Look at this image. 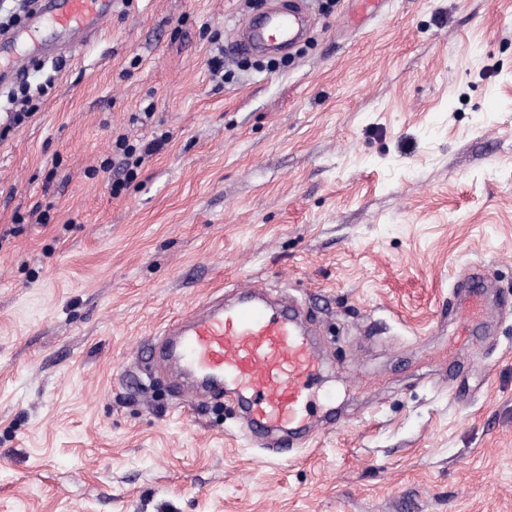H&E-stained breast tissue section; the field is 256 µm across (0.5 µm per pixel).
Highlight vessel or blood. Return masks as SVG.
I'll return each instance as SVG.
<instances>
[{
    "label": "vessel or blood",
    "instance_id": "vessel-or-blood-1",
    "mask_svg": "<svg viewBox=\"0 0 512 512\" xmlns=\"http://www.w3.org/2000/svg\"><path fill=\"white\" fill-rule=\"evenodd\" d=\"M111 15L112 0H46L27 34L33 38L49 27L75 45L97 34ZM311 23L306 0H280L258 22L243 24L236 48L244 55L261 48L284 52ZM451 308L462 336H473L477 301L468 294L452 300ZM147 351L150 358L175 365L186 389L234 399L258 447L284 456L293 450L295 436L326 427L312 412L323 365L294 304L272 302L254 288L231 303L218 297L175 320Z\"/></svg>",
    "mask_w": 512,
    "mask_h": 512
}]
</instances>
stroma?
<instances>
[{"mask_svg":"<svg viewBox=\"0 0 512 512\" xmlns=\"http://www.w3.org/2000/svg\"><path fill=\"white\" fill-rule=\"evenodd\" d=\"M267 3L112 0L0 55L49 87L0 110V512H512V0H310L298 51L235 54ZM163 131L113 194L116 140ZM247 285L319 333L337 423L285 458L143 353ZM34 94L31 91V86L23 84L19 87L17 92H13L10 97V104L15 106V110L12 111L13 117L12 122L17 127L22 125L26 119L30 118L34 112L38 110V103H34ZM459 294V291H455V299L452 301L448 300V306L451 304V310H453L455 314L459 315L461 324L460 336H464L465 339H469L470 336L476 335L475 329L473 327V321L477 315L479 304L473 298L470 292L460 298Z\"/></svg>","mask_w":512,"mask_h":512,"instance_id":"1","label":"stroma"}]
</instances>
